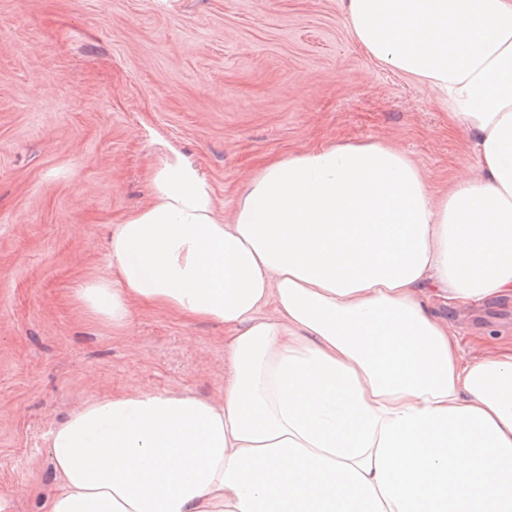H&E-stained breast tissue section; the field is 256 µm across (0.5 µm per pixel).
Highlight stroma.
<instances>
[{
    "instance_id": "1",
    "label": "stroma",
    "mask_w": 512,
    "mask_h": 512,
    "mask_svg": "<svg viewBox=\"0 0 512 512\" xmlns=\"http://www.w3.org/2000/svg\"><path fill=\"white\" fill-rule=\"evenodd\" d=\"M389 141L429 183L479 174L435 88L378 65L340 0H0V497L43 512L47 437L83 404L136 391L224 401L223 324L137 305L112 330L79 285L140 210L174 146L231 218L257 169ZM462 360L512 353V297L433 306Z\"/></svg>"
}]
</instances>
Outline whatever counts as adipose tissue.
Here are the masks:
<instances>
[{
  "mask_svg": "<svg viewBox=\"0 0 512 512\" xmlns=\"http://www.w3.org/2000/svg\"><path fill=\"white\" fill-rule=\"evenodd\" d=\"M379 64L437 88L480 178L432 187L382 141L258 170L231 222L178 152L76 291L225 325L224 402L139 391L51 432L47 512H512V356L461 361L424 290H512V0H343Z\"/></svg>",
  "mask_w": 512,
  "mask_h": 512,
  "instance_id": "ef3b65f1",
  "label": "adipose tissue"
}]
</instances>
